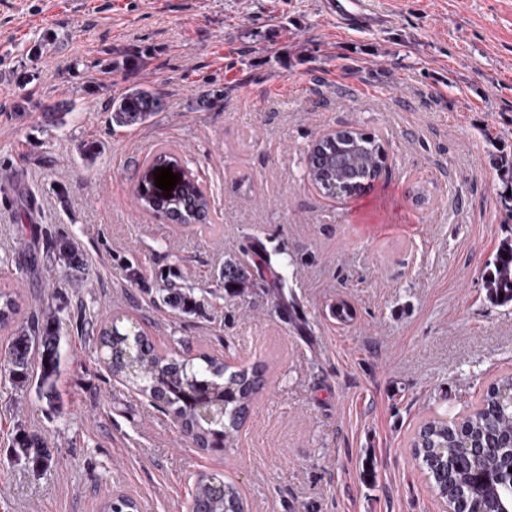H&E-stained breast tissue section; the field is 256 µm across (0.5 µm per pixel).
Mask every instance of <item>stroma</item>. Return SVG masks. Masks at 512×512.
I'll return each mask as SVG.
<instances>
[{
    "mask_svg": "<svg viewBox=\"0 0 512 512\" xmlns=\"http://www.w3.org/2000/svg\"><path fill=\"white\" fill-rule=\"evenodd\" d=\"M361 5L357 23L323 0H0V289L20 294L18 319L81 302L159 350L263 379L234 440L202 450L112 377L95 327L63 323L62 410L0 382V512H102L120 491L141 512H187L202 472L247 512H439L416 432L512 375V304L485 281L512 240V0ZM133 84L167 107L112 128L103 107ZM62 100L65 126L45 129ZM348 127L379 138L386 167L331 197L307 158ZM87 139L103 143L89 166ZM163 145L208 189L206 224L137 205ZM50 234L77 241L82 286L44 259ZM228 266L246 273L233 292L215 278ZM174 268L196 311L155 303ZM22 429L53 442L48 470L14 460Z\"/></svg>",
    "mask_w": 512,
    "mask_h": 512,
    "instance_id": "35a3bbf8",
    "label": "stroma"
}]
</instances>
